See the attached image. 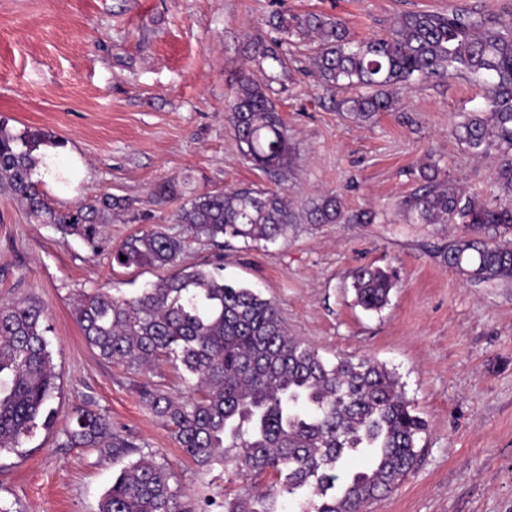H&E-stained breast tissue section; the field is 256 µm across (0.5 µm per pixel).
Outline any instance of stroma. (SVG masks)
Masks as SVG:
<instances>
[{"instance_id": "stroma-1", "label": "stroma", "mask_w": 512, "mask_h": 512, "mask_svg": "<svg viewBox=\"0 0 512 512\" xmlns=\"http://www.w3.org/2000/svg\"><path fill=\"white\" fill-rule=\"evenodd\" d=\"M454 8L504 15L512 0H0V121L49 135L61 167L81 163L74 177L41 181L48 203L66 211L102 193L132 203L105 225L107 248L95 253L0 195V304L43 307L60 375L52 425L0 453V507L98 512L123 459L61 444L88 398L114 434L167 462L191 498L241 493V482L198 467L140 400L147 380L186 395L180 369L163 362L136 373L102 360L74 320V300L98 289L132 296L157 279L154 269L114 265L110 251L158 224L186 237L170 219L179 200L158 202V184L272 187L224 121L236 77L252 68L243 46L270 38L272 12L325 13L369 39L403 13ZM290 69L272 94L295 149L285 188L299 207L336 192L347 213L374 221L302 222L274 244L225 239V279L260 290L325 359L367 356L397 375L427 428L413 469L370 512H512V281H469L441 255L460 226L406 217L430 162L465 196L494 200L499 155L473 156L452 133L457 113L481 106L480 91L460 76L418 82L394 111L360 124L337 111L340 92L321 85L305 52L292 51ZM364 266L399 273L381 311L355 303L352 275Z\"/></svg>"}]
</instances>
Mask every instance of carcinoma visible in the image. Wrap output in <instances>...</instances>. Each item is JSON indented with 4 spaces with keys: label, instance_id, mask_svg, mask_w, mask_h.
Segmentation results:
<instances>
[{
    "label": "carcinoma",
    "instance_id": "carcinoma-1",
    "mask_svg": "<svg viewBox=\"0 0 512 512\" xmlns=\"http://www.w3.org/2000/svg\"><path fill=\"white\" fill-rule=\"evenodd\" d=\"M277 36L251 40L244 53L262 76L243 73L225 107L243 157L288 179L293 146L288 126L271 98L272 83L289 73L288 50L305 47L323 86L348 96L339 110L371 123L398 104L414 82L464 76L482 90L480 107L458 114L453 131L464 149L502 153L496 171L498 203L466 198L436 166L407 202L415 224H462L467 233L442 250L448 265L477 283L512 280V17H485L464 9L409 12L390 34L355 40L338 18L317 13L273 14ZM47 135L14 132L0 124V195L22 206L37 224L62 236L102 247V227L131 207L103 194L68 211L51 207L32 180L37 151ZM180 184L156 187L161 201L182 196ZM309 224H369L349 215L334 192L311 200L298 214L286 189L242 187L195 193L172 214L191 237L217 250L224 238L275 242L300 218ZM185 239L161 226L128 236L112 250L124 268L165 271L138 294L96 290L83 295L74 319L100 358L142 372L167 361L182 368L192 395L175 397L161 385L139 386L142 403L169 428L179 448L202 468L250 482L245 493L224 497L223 512H365L413 468L426 430L396 377L367 358L326 362L302 339L288 334L276 305L255 289L224 280L221 254L180 266ZM398 282L393 268L366 266L353 274L356 303L380 310ZM43 308L30 300L0 304V452L21 447L43 421L54 419L58 390ZM64 445L98 448L119 456L133 444L112 435L99 412L78 406L63 430ZM361 465L341 477L347 463ZM265 473L273 481L261 483ZM99 512H196L154 455L130 461L112 480Z\"/></svg>",
    "mask_w": 512,
    "mask_h": 512
}]
</instances>
